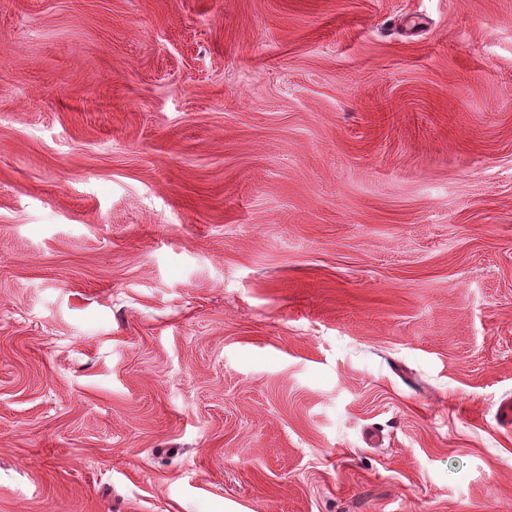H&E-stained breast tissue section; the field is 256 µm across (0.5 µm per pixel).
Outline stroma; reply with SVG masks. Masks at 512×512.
<instances>
[{
  "label": "stroma",
  "instance_id": "1",
  "mask_svg": "<svg viewBox=\"0 0 512 512\" xmlns=\"http://www.w3.org/2000/svg\"><path fill=\"white\" fill-rule=\"evenodd\" d=\"M512 0H0V512H512Z\"/></svg>",
  "mask_w": 512,
  "mask_h": 512
}]
</instances>
